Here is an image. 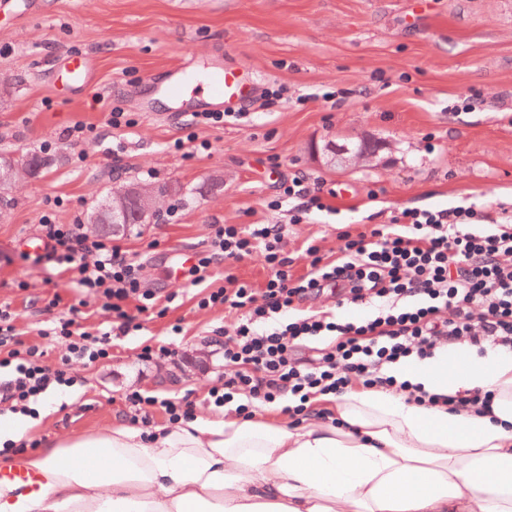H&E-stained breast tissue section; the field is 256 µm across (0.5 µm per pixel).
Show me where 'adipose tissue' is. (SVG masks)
<instances>
[{"mask_svg": "<svg viewBox=\"0 0 512 512\" xmlns=\"http://www.w3.org/2000/svg\"><path fill=\"white\" fill-rule=\"evenodd\" d=\"M392 374L443 401L492 391V409L351 387L297 425L198 410L60 435L20 461L37 489L0 481V512H512V355L456 344Z\"/></svg>", "mask_w": 512, "mask_h": 512, "instance_id": "adipose-tissue-1", "label": "adipose tissue"}]
</instances>
